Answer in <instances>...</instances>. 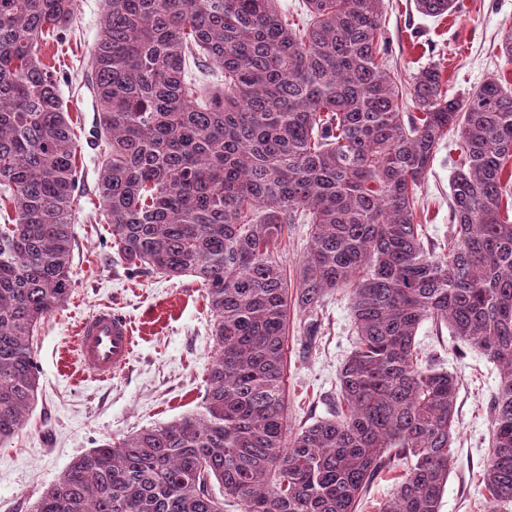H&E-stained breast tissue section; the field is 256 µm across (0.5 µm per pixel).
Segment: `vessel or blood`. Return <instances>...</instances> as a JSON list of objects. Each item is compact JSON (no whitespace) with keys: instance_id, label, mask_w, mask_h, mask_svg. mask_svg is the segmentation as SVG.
<instances>
[{"instance_id":"b4317fda","label":"vessel or blood","mask_w":512,"mask_h":512,"mask_svg":"<svg viewBox=\"0 0 512 512\" xmlns=\"http://www.w3.org/2000/svg\"><path fill=\"white\" fill-rule=\"evenodd\" d=\"M77 338L82 361L101 380L123 369L132 355L133 326L127 317L108 306L79 322Z\"/></svg>"}]
</instances>
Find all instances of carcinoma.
Masks as SVG:
<instances>
[{
  "label": "carcinoma",
  "mask_w": 512,
  "mask_h": 512,
  "mask_svg": "<svg viewBox=\"0 0 512 512\" xmlns=\"http://www.w3.org/2000/svg\"><path fill=\"white\" fill-rule=\"evenodd\" d=\"M88 82L104 140L97 190L115 260L191 276L214 355L201 410L74 458L33 512H360L406 462L382 512H440L458 381L423 364L424 322L499 368L482 482L512 502V89L448 96L435 67L406 87L384 67L383 0H105ZM422 14L455 0H416ZM77 0H0V445L37 399V325L72 290L80 180L60 80L40 58ZM411 99L417 113L402 111ZM461 161L452 230L427 241L418 191L448 130ZM310 225L298 303L350 299L356 340L339 410L288 424V274L279 248ZM406 466L402 463L393 468H385L374 478L362 512H381L405 476Z\"/></svg>",
  "instance_id": "carcinoma-1"
}]
</instances>
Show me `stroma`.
I'll return each mask as SVG.
<instances>
[{
    "label": "stroma",
    "instance_id": "obj_1",
    "mask_svg": "<svg viewBox=\"0 0 512 512\" xmlns=\"http://www.w3.org/2000/svg\"><path fill=\"white\" fill-rule=\"evenodd\" d=\"M103 14V0H77L76 21L66 41L42 49L44 63L66 75L60 88L72 119L81 174L74 205L73 292L34 335L41 392L23 430L0 446V512H29L43 488L76 456L104 441L197 410L214 354L207 293L193 277L131 276L112 259L110 228L96 191L104 156L90 135L95 114L86 82ZM384 16L385 65L402 82L434 65L441 69L449 95L460 99L494 74L512 84V63L495 49L512 29V0H456L455 10L439 17L420 14L414 0H385ZM458 156L457 136L448 134L420 192L417 221L426 225L434 242L450 233V184ZM102 303L131 316L137 325L129 366L107 381L94 380L75 351L77 323ZM314 315L321 319L323 333L305 353L304 331ZM352 339L344 292L327 296L314 313L290 306L286 393L292 428L329 416L337 373ZM416 340L429 364L456 375L460 383L454 465L440 512H490L482 470L498 370L450 331L436 333L430 323L419 327Z\"/></svg>",
    "mask_w": 512,
    "mask_h": 512
}]
</instances>
